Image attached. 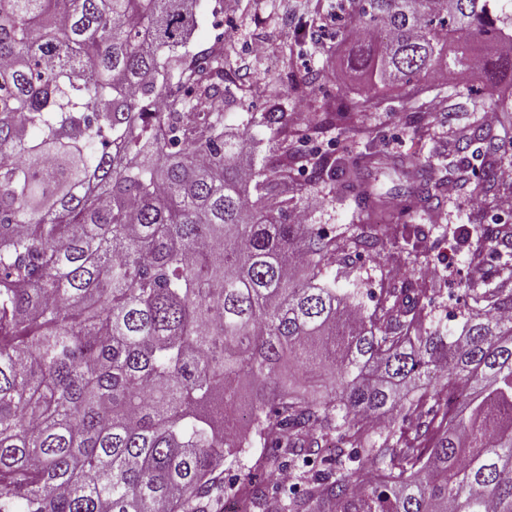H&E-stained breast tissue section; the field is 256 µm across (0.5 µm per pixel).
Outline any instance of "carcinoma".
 I'll list each match as a JSON object with an SVG mask.
<instances>
[{
    "instance_id": "1",
    "label": "carcinoma",
    "mask_w": 512,
    "mask_h": 512,
    "mask_svg": "<svg viewBox=\"0 0 512 512\" xmlns=\"http://www.w3.org/2000/svg\"><path fill=\"white\" fill-rule=\"evenodd\" d=\"M190 2L0 0V512H221L224 462L271 448L274 470L333 438L335 472L278 512H512V291L457 334L418 325L406 285L349 306L321 280L333 241L275 201L302 155L270 166L224 134L237 77L223 36L185 50ZM345 2L359 112L408 86L423 131L419 83L469 73L473 38L512 78V0ZM414 168L430 207L442 185ZM338 175L357 179L326 155L308 173ZM357 208L354 249L378 255L383 217Z\"/></svg>"
}]
</instances>
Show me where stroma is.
Returning <instances> with one entry per match:
<instances>
[{"instance_id":"35a3bbf8","label":"stroma","mask_w":512,"mask_h":512,"mask_svg":"<svg viewBox=\"0 0 512 512\" xmlns=\"http://www.w3.org/2000/svg\"><path fill=\"white\" fill-rule=\"evenodd\" d=\"M330 5L331 0H224L225 9L232 11L239 26L236 40L228 47L229 59L247 89L245 104L226 109L224 127L238 130L248 112H265L270 106L269 86L284 92L306 72L318 73L312 94L285 102L288 114L297 119L293 135L283 136L275 126L250 127L242 138L245 152L273 163L288 149L307 151L316 146L342 166L364 169L366 180L361 185L312 181L304 172L291 173L302 189L289 201V208L302 212L307 224L337 244L324 267L326 279L351 293L356 306L368 311L387 289L407 282L418 284L427 295L420 323L461 330L475 306V294L512 276L503 266L512 259L511 245L496 244L488 251L485 280L474 278L469 260L482 224L512 225V206L503 204L512 197V112L500 113L489 139L471 142L464 138L472 127L483 125L492 96L512 91V84L503 82L492 88L484 75L474 74L463 82L451 73L426 82L425 99L440 98L446 108L430 115L428 134L421 140L414 138L397 95L384 101L378 111L354 113L352 121L314 134L310 121L323 103L348 105L369 92L366 77L343 63L346 45L333 50L309 39L296 44L294 55L280 51L282 45L293 42L308 15L328 14ZM255 39L267 45L265 56L258 59L240 50ZM412 155L438 169L449 163L454 166L452 185L432 207H419L405 192L412 179L400 160ZM365 190L381 200L387 211L382 227L386 248L377 258L355 255L347 243L360 223L355 199ZM263 454V449L254 448L240 462L225 464V493L240 491L248 473L265 487L269 498L288 495V487L277 485L261 466Z\"/></svg>"}]
</instances>
